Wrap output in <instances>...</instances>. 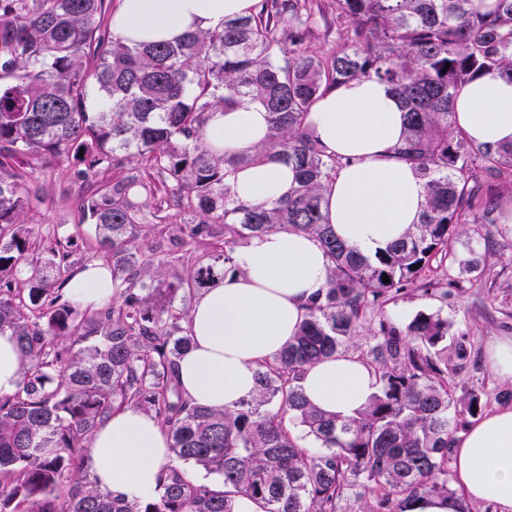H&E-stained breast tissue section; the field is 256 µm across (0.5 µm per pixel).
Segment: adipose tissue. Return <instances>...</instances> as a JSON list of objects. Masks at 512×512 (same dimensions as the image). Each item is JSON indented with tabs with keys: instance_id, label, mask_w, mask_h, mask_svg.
I'll return each instance as SVG.
<instances>
[{
	"instance_id": "adipose-tissue-1",
	"label": "adipose tissue",
	"mask_w": 512,
	"mask_h": 512,
	"mask_svg": "<svg viewBox=\"0 0 512 512\" xmlns=\"http://www.w3.org/2000/svg\"><path fill=\"white\" fill-rule=\"evenodd\" d=\"M258 0H119L114 36L135 42L172 41L228 17L252 15ZM455 121L475 143H512V81L489 74L466 86L455 102ZM311 137L343 165L325 194L324 211L336 236L370 256L419 223L425 182L396 147L405 137V112L389 86L375 79L346 82L322 94L307 119ZM265 108L249 96L216 113L207 133L216 153L249 154L268 137ZM294 169L266 158L241 167L233 190L245 204L288 195ZM235 274L194 299L187 323L192 348L178 363L185 396L199 406L231 408L250 398L256 371L295 336L308 303L326 286L330 258L305 233L269 232L251 237L234 255ZM72 301L89 310L116 295L112 272L100 261L78 269L67 283ZM25 360L11 331L0 332V397L19 388ZM306 399L344 417L376 393L371 370L336 356L305 368L299 381ZM169 440L157 421L133 408H118L91 442L92 470L102 486L126 500L158 494ZM455 483L464 498L491 501L512 512V407L470 426L453 446Z\"/></svg>"
}]
</instances>
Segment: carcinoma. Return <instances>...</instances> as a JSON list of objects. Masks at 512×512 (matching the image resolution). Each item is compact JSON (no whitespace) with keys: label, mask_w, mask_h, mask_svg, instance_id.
Segmentation results:
<instances>
[{"label":"carcinoma","mask_w":512,"mask_h":512,"mask_svg":"<svg viewBox=\"0 0 512 512\" xmlns=\"http://www.w3.org/2000/svg\"><path fill=\"white\" fill-rule=\"evenodd\" d=\"M347 23L324 57L305 41L317 24L299 0H261L258 11L162 43L128 45L112 35L106 0H0V331L16 337L26 364L19 390L0 397V512H233L237 495L264 512H409L446 501L448 451L458 417L481 410L478 393H448V318L417 313L382 320L357 359L377 392L348 417L309 404L304 368L354 350L365 309L415 282L432 256L456 257L452 240L478 190L477 171L512 169V143L491 148L455 129L454 102L487 74L512 81V0H331ZM386 83L407 110L398 157L425 181L422 222L365 256L329 231L327 184L342 160L309 136L306 116L334 86ZM250 95L268 112L267 142L251 155L216 154L213 115ZM274 156L296 186L260 206L236 200L243 165ZM76 161L86 178L115 171L82 202L96 258L112 267L120 302L91 313L66 298L67 255L37 259L24 214L27 178L44 162ZM155 175L199 220L166 224L181 252L136 233ZM271 231L315 236L331 260L327 284L299 332L260 365L255 394L232 409L197 406L179 385L192 344V297L224 277L237 247ZM205 244L208 260L190 247ZM175 282L165 281L172 263ZM389 276V282L382 280ZM154 417L169 438L162 490L129 502L90 464L94 431L116 407ZM217 476L199 483L184 468Z\"/></svg>","instance_id":"carcinoma-1"}]
</instances>
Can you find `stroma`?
I'll return each mask as SVG.
<instances>
[{
    "label": "stroma",
    "instance_id": "35a3bbf8",
    "mask_svg": "<svg viewBox=\"0 0 512 512\" xmlns=\"http://www.w3.org/2000/svg\"><path fill=\"white\" fill-rule=\"evenodd\" d=\"M307 10L321 18L308 49L317 55L330 52L340 42L341 29L330 0H304ZM72 164L49 162L28 180L31 194L40 200L26 219L43 244L62 242L68 251V265L79 268L90 262L96 249L91 224L82 219L80 205L90 193L112 182V173L77 177ZM480 189L471 209L472 216L486 223V235L473 238L469 231L456 235L453 250L458 258L450 265L433 260L423 281L391 292L382 308L368 309L363 319L361 345H368L380 320L404 325L418 312H441L450 323L449 348L464 346L468 359H451L448 389L454 395L468 390L481 396L484 412L512 406V381L497 375L489 353L496 341L512 337V224L502 221L512 205V171L480 172ZM477 259L479 270L468 273L462 263Z\"/></svg>",
    "mask_w": 512,
    "mask_h": 512
}]
</instances>
